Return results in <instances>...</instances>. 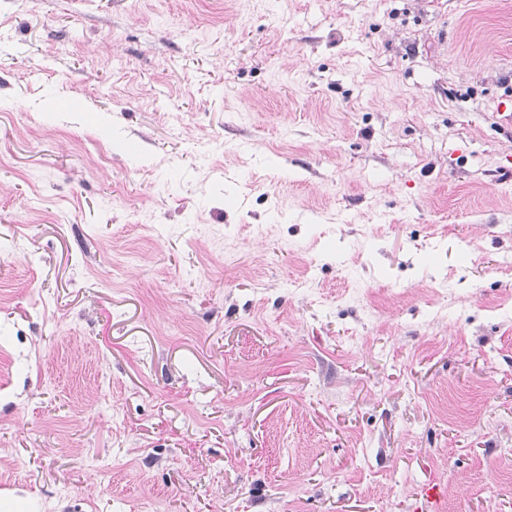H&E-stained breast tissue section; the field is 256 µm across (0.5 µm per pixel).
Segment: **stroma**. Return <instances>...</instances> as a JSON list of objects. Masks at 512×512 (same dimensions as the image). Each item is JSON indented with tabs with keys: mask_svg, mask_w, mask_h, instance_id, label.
<instances>
[{
	"mask_svg": "<svg viewBox=\"0 0 512 512\" xmlns=\"http://www.w3.org/2000/svg\"><path fill=\"white\" fill-rule=\"evenodd\" d=\"M512 0H0V512H512Z\"/></svg>",
	"mask_w": 512,
	"mask_h": 512,
	"instance_id": "stroma-1",
	"label": "stroma"
}]
</instances>
